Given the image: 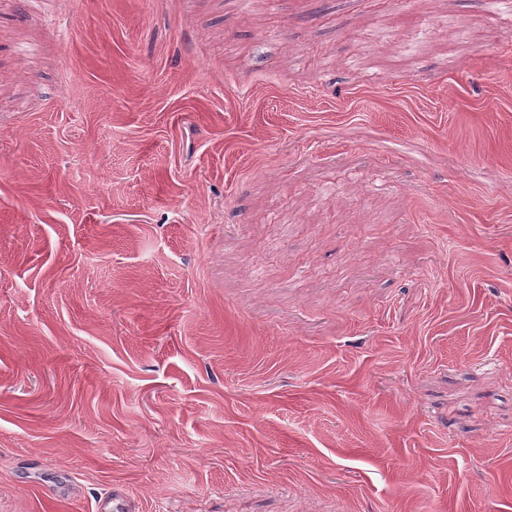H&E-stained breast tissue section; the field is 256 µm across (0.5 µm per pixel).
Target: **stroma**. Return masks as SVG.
<instances>
[{
	"mask_svg": "<svg viewBox=\"0 0 512 512\" xmlns=\"http://www.w3.org/2000/svg\"><path fill=\"white\" fill-rule=\"evenodd\" d=\"M512 19L0 0V512H512ZM139 509L120 486H112V492L101 496L95 512H138Z\"/></svg>",
	"mask_w": 512,
	"mask_h": 512,
	"instance_id": "obj_1",
	"label": "stroma"
}]
</instances>
